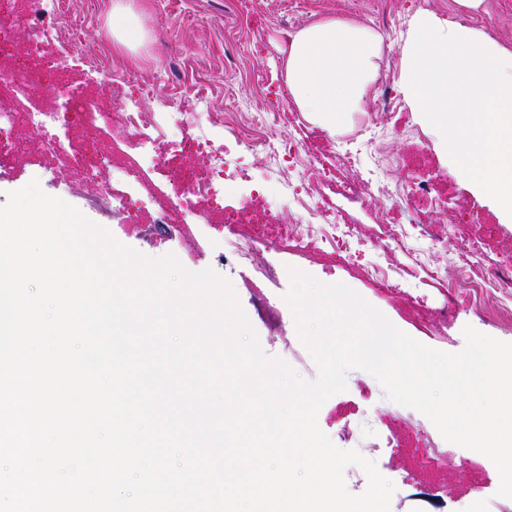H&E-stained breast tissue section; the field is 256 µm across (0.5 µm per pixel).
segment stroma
Wrapping results in <instances>:
<instances>
[{"instance_id": "stroma-1", "label": "stroma", "mask_w": 512, "mask_h": 512, "mask_svg": "<svg viewBox=\"0 0 512 512\" xmlns=\"http://www.w3.org/2000/svg\"><path fill=\"white\" fill-rule=\"evenodd\" d=\"M118 1L137 13L143 27L140 42L131 48L118 42L109 24ZM421 11L446 19L462 14L457 0H38L35 19L47 32L44 52L67 61L73 86L105 92L119 107L137 101L135 83L151 87L149 104L160 122L147 138V151L160 164L128 178L126 189L141 221L126 223L122 208L95 201L101 183L112 178L109 168L90 176L75 163L62 177L52 159L33 152L15 158L14 141L25 129L20 116L13 130L0 136V204L7 192L35 179L46 194L76 207L123 245L153 258L174 255L191 271L213 270L232 285L263 351L283 358L306 380L315 379L318 369L284 300L292 267L325 284H345L429 347L461 350L468 325L512 343V314L503 311L497 295L485 296L476 310L469 296L449 293L447 282L457 273L462 240L470 237L485 241L479 257L485 268L512 267V223L439 154L432 128L415 112L402 122L395 116L404 99L401 46L412 17ZM70 15L82 17L80 29L68 27ZM463 16L484 38L512 49V0H483ZM329 18L382 36L379 75L365 110L336 135L298 109L284 71L291 35ZM200 76L210 81L204 106L224 115L223 123L209 127L212 138L230 147L235 131L254 129L275 143L297 144L302 152L288 160L270 152L243 155L249 183L181 210L168 200L173 171L185 165L201 173L208 168L205 153L196 149L197 129L178 124L204 107L192 91ZM282 112L287 122L279 121ZM346 152L356 155L355 166H343ZM361 179L373 196L367 208L343 190ZM285 185L324 193L328 214L281 201ZM214 208L229 214L230 223H208ZM329 214L358 231L361 242L350 254L316 259L319 243L313 235L303 254L268 249L269 240L288 234L295 224L317 227ZM388 222L401 227L406 245L396 248L380 239V227ZM449 222L454 229L448 237L431 243L428 229ZM250 226L259 260L278 270L273 279H252L235 259L229 241L237 229ZM375 266L391 268V282L367 276ZM317 423L336 447L359 451L394 483L390 512H512V498L499 496V473L485 455L445 441L443 466L432 468L431 451L419 434L434 431V424L388 399L368 372L349 371L346 391L322 405Z\"/></svg>"}]
</instances>
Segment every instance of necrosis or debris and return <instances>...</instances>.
<instances>
[{
    "mask_svg": "<svg viewBox=\"0 0 512 512\" xmlns=\"http://www.w3.org/2000/svg\"><path fill=\"white\" fill-rule=\"evenodd\" d=\"M34 10L35 0H15L13 9H0V32L17 27L24 30V37L15 51L0 49V94L5 97L4 104L0 105V125L14 124L17 113L27 112L24 103L27 92L31 87H38L39 105L37 111L27 112L25 140L36 145L42 156L58 161L63 168L70 167L77 156H84L77 140H70L64 145L46 132L47 125L64 121L67 112L81 113L85 124L90 126L110 131L123 130V137L100 142L91 157H85V164L92 172L102 166L111 168L112 180L101 186L99 197L110 204L115 202L127 206L128 199L122 185L129 172L140 166L145 131L158 125L157 112L147 104L151 90L145 85L139 88L144 106L130 112L118 111L104 99L69 89L63 76L43 77L34 63L42 33L25 22ZM198 145L209 155L210 166L204 178L172 184L171 191L182 205L193 196L209 198L217 195L223 190L226 179L246 180L250 177L248 169L231 165L224 147L214 145L206 138L200 139ZM480 252V240H469L464 250L467 269L459 276L449 278V292L463 290L477 299L500 292L512 301V271L478 269Z\"/></svg>",
    "mask_w": 512,
    "mask_h": 512,
    "instance_id": "1",
    "label": "necrosis or debris"
}]
</instances>
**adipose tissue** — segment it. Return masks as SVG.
I'll return each instance as SVG.
<instances>
[{
  "instance_id": "1",
  "label": "adipose tissue",
  "mask_w": 512,
  "mask_h": 512,
  "mask_svg": "<svg viewBox=\"0 0 512 512\" xmlns=\"http://www.w3.org/2000/svg\"><path fill=\"white\" fill-rule=\"evenodd\" d=\"M381 43L376 30L336 19L292 35L285 76L300 111L331 131L347 126L378 76Z\"/></svg>"
}]
</instances>
